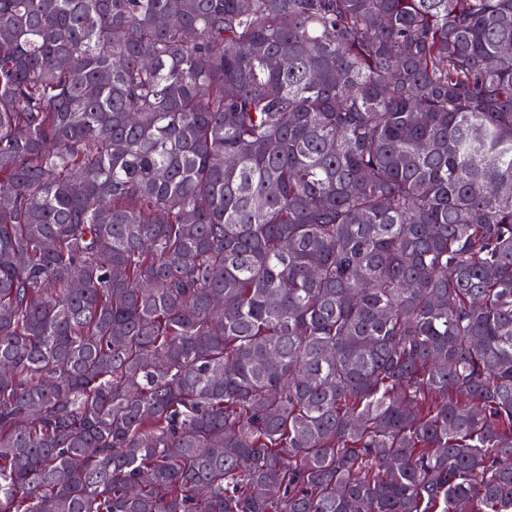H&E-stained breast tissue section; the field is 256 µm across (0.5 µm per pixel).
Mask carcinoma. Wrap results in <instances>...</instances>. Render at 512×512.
Wrapping results in <instances>:
<instances>
[{
	"label": "carcinoma",
	"instance_id": "carcinoma-1",
	"mask_svg": "<svg viewBox=\"0 0 512 512\" xmlns=\"http://www.w3.org/2000/svg\"><path fill=\"white\" fill-rule=\"evenodd\" d=\"M0 512H512V0H0Z\"/></svg>",
	"mask_w": 512,
	"mask_h": 512
}]
</instances>
